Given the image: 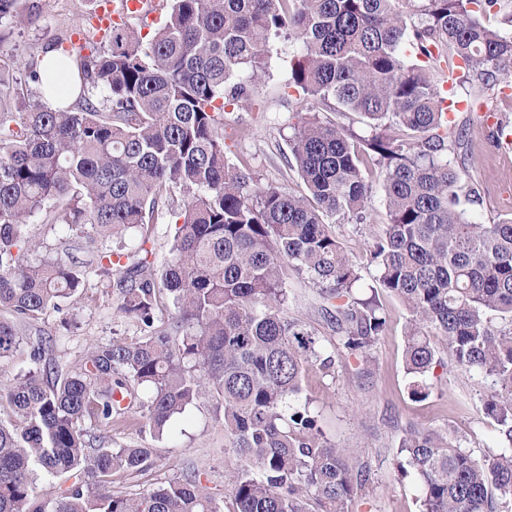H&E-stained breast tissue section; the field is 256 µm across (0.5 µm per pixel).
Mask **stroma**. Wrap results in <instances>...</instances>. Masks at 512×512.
<instances>
[{
	"label": "stroma",
	"mask_w": 512,
	"mask_h": 512,
	"mask_svg": "<svg viewBox=\"0 0 512 512\" xmlns=\"http://www.w3.org/2000/svg\"><path fill=\"white\" fill-rule=\"evenodd\" d=\"M41 3L35 21H14L0 39V60L7 64L6 81L25 80L31 61L50 39L61 35L71 38L84 31L87 15L99 9L101 0ZM298 53L294 39L282 36L270 40L268 70L255 80L252 102L233 108L231 118L239 133L225 141L228 159L234 163L248 159L259 184L272 182L297 195L303 193L304 185L287 162L289 139L299 117L315 114L322 122L348 126L360 135L366 132L356 114L320 112L302 95L285 94L290 65ZM448 118L468 125L471 154L467 177L481 193L479 204L469 207L468 212L479 223H496L512 212V148L496 146L493 139L497 123H512V92L486 101L483 111L452 112ZM369 179L375 190L366 222H340L331 227L359 272L357 295H378L386 315V330L373 346L369 362L338 349L336 336L322 314L324 300L319 287L292 272L287 275L288 300L283 313L314 330L335 352L332 372L316 365L306 367L299 400L308 404L325 438L350 449L355 469L364 475L349 512H419L418 479L404 471L405 460L398 452L406 432L448 428L461 447L479 460L498 455L504 445L494 421L484 412V403L492 392L489 380L458 366L443 337L432 339L441 363L430 378V396L421 402L410 396L403 357L408 312L396 297L373 291L376 270L369 262V251L387 222V209L378 170H370ZM115 301V296L92 275L84 299L74 305L75 328L63 329L55 312L44 315L42 324L55 334L54 354L63 365H78L93 340L137 335L135 322L117 313ZM141 423L139 413L129 411L127 418L113 427L112 438L122 446L152 444L157 450L155 464L143 474L115 476L114 490L130 495L143 493L156 483L195 471L210 494L221 500L227 498L224 469L231 453L210 404L201 402L190 407L178 419L172 434L160 439H151Z\"/></svg>",
	"instance_id": "1"
}]
</instances>
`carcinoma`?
<instances>
[{
  "instance_id": "obj_1",
  "label": "carcinoma",
  "mask_w": 512,
  "mask_h": 512,
  "mask_svg": "<svg viewBox=\"0 0 512 512\" xmlns=\"http://www.w3.org/2000/svg\"><path fill=\"white\" fill-rule=\"evenodd\" d=\"M22 0H0V27ZM166 21L143 44L114 24L104 46L82 55L57 38L31 80L63 105L33 103L0 81V512H224L197 476L151 490H112L120 473L144 472L154 449L112 447V425L137 408L160 438L205 399L239 465L228 473L231 512H349L358 476L348 451L322 439L296 405L305 367L328 370L322 340L285 317V270L321 288L324 317L347 355L361 361L383 335L376 300L356 297L360 275L328 229L361 224L372 195L368 157L383 177L388 223L370 251L377 282L409 314L404 363L410 395L431 393L442 336L460 366L491 379L484 408L508 450L483 462L446 428L399 443L416 474L421 512H512V217L480 224L463 204L480 192L464 179L466 123L448 132L437 75L456 70L450 94L476 105L512 77V0H162ZM498 18L500 27L486 23ZM301 48L286 88L328 112L360 115L369 134L303 118L290 140L304 184L296 195L259 186L226 158V107L252 100L268 69L270 38ZM99 92L104 102L96 101ZM177 226L167 255L154 241L174 191ZM75 236L85 259L36 258L27 220ZM131 231L137 259L106 247ZM94 271L137 322L132 340H96L75 368L59 363L49 309L67 327L72 299ZM129 399L121 406L116 395ZM258 471H253L252 467ZM63 480L56 498L38 480Z\"/></svg>"
}]
</instances>
